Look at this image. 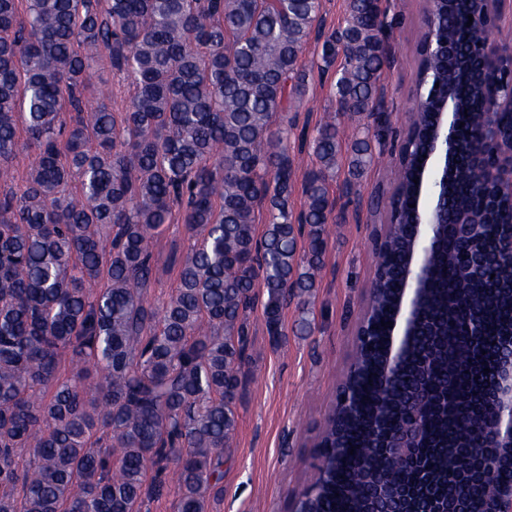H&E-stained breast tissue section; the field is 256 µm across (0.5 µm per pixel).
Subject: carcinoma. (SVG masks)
<instances>
[{"instance_id":"carcinoma-1","label":"carcinoma","mask_w":512,"mask_h":512,"mask_svg":"<svg viewBox=\"0 0 512 512\" xmlns=\"http://www.w3.org/2000/svg\"><path fill=\"white\" fill-rule=\"evenodd\" d=\"M484 0H449L432 14L448 58L420 56L424 103L413 107L394 168L389 242L377 250L369 342L356 348L340 415L320 425L319 447L343 462L316 478L306 512H372L366 484L389 467L374 429L406 417L428 394L418 469L398 471L417 512L448 497L486 503L480 480L488 432L464 429V412L492 416L487 396L512 334V264L477 279L448 253L428 272L427 322L438 343L420 339L378 405L385 329L411 246L416 168L441 93L460 102L458 164L448 179V214L478 212L471 248L505 253L512 197L484 201L478 146L508 131L512 115H487L492 88L473 70L472 46L488 38ZM383 0H347L345 26L324 37L323 67L339 63L336 115L374 116L387 34ZM322 0H0V180L20 153L33 156L21 188L0 195V512H138L178 477L177 512H206L223 479V454L237 427L247 379L249 313L262 305L267 332L283 336L291 304L314 296L336 201L342 137L336 121L303 130L316 166L303 172V208L291 195L301 160L288 152L293 126L275 123L301 94L299 61ZM471 26H466L468 17ZM106 57L132 86L112 110V89L93 82ZM348 172L375 160L369 126L351 140ZM267 212L257 234L260 210ZM182 222L197 244L179 263L177 288L161 311L147 304L151 241ZM479 314L485 339L461 347ZM490 369L484 373V369Z\"/></svg>"}]
</instances>
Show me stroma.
Wrapping results in <instances>:
<instances>
[{"mask_svg": "<svg viewBox=\"0 0 512 512\" xmlns=\"http://www.w3.org/2000/svg\"><path fill=\"white\" fill-rule=\"evenodd\" d=\"M425 0H389L385 17L394 60L386 70L388 133L381 142L382 163L370 167L357 184H349L346 158H339L330 191L344 221L329 226L324 264L315 297L306 309L289 308L283 318L285 339L274 343L265 331L261 310L250 315V369L237 403L238 425L224 453L222 492L208 512H290L294 491L309 487L319 453L317 427L334 406L340 375L356 344L357 328L374 278V238L389 220L394 191L390 169L406 131L416 94L417 62ZM320 39H311L300 67L305 93L289 110L297 127L314 126L332 105V74H320ZM193 240L183 224H172L152 242L155 276L149 304L162 308L177 286L176 269ZM309 333L298 331L301 317Z\"/></svg>", "mask_w": 512, "mask_h": 512, "instance_id": "obj_1", "label": "stroma"}]
</instances>
